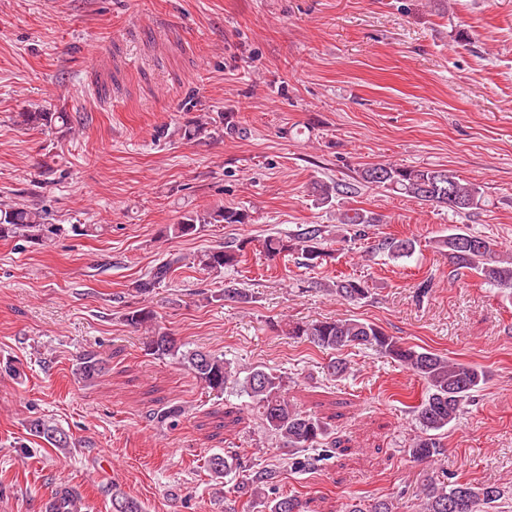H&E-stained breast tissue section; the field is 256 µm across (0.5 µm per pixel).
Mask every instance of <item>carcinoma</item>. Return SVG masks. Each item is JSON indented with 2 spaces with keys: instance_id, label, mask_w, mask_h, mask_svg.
Instances as JSON below:
<instances>
[{
  "instance_id": "cac0c4a2",
  "label": "carcinoma",
  "mask_w": 512,
  "mask_h": 512,
  "mask_svg": "<svg viewBox=\"0 0 512 512\" xmlns=\"http://www.w3.org/2000/svg\"><path fill=\"white\" fill-rule=\"evenodd\" d=\"M55 120L65 126L71 124L65 112H20L17 115L18 124L30 127L50 125ZM208 125L209 122L200 117L189 120L181 128L182 138L186 141L196 140L208 131ZM367 184L415 199L421 204L446 208L455 215L470 213L485 205L480 185L465 182L447 169L394 164H374L361 169L355 184L315 182L312 193L320 203L325 204L338 193L353 194L358 186ZM381 222V215L363 208H350L338 217L344 231H352L356 236ZM248 223L250 215L246 211L217 206L185 214L177 223L169 225L168 231L173 237L181 238L198 234L207 224ZM55 231L56 227L46 223L42 211L36 207L0 204V240L43 242ZM325 236L324 226L309 224L295 234L267 236L262 249L270 257L292 256L297 264L315 268L323 264L328 256L323 247ZM245 246L244 241H228L222 246L197 252L189 264L218 277L224 270L242 262ZM436 248L448 257V266L453 271L473 273L483 283L507 292L512 298V257L500 251L494 240L456 226L436 239ZM375 249L398 259L413 255L416 244L407 237H386L378 241ZM184 261L183 256L166 259L145 275L136 288L142 294L152 292L175 271L184 267ZM326 288L348 302L365 299L369 294L368 283L350 275L339 277ZM125 320L131 326H144L151 332L146 341L147 352L175 360L193 374L205 389L222 394L232 385L249 397L265 431L288 444L290 468H310L337 450V441L332 438L327 423L290 403L288 378L263 367H254L242 377L238 369L224 357L209 351L184 348L174 336L155 323L153 311L145 307L128 312ZM286 333L337 353V357L328 365L334 375L348 370V363L342 358L344 349L364 346L393 359L421 380L425 385V394L411 410L421 435L414 438L407 448L409 456L420 462L431 463L443 454L440 431L447 429L459 417L473 394L481 390L488 380V373L481 366L409 346L399 338L388 335L376 324L354 318L292 322L287 324ZM104 370V361L89 353L79 358L73 375L79 381L91 382ZM26 430L55 448L66 449L73 445L70 434L49 419H31L26 424ZM207 468L217 479L234 468L238 469L241 480L235 493L240 498L247 497L246 507L249 509L261 502L266 512H309L307 502L300 496L283 495L277 491L275 470L266 466L251 468L244 464L238 453L213 454L207 459ZM503 497L505 490L499 486L448 483L436 477L422 490V509L423 512H488Z\"/></svg>"
}]
</instances>
